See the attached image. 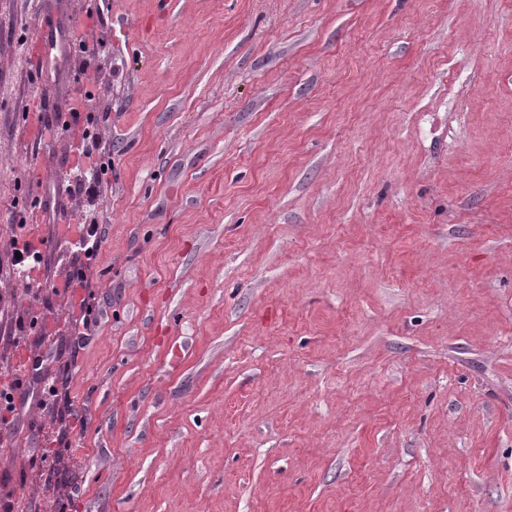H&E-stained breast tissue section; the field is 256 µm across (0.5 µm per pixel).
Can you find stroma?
<instances>
[{
    "label": "stroma",
    "instance_id": "stroma-1",
    "mask_svg": "<svg viewBox=\"0 0 512 512\" xmlns=\"http://www.w3.org/2000/svg\"><path fill=\"white\" fill-rule=\"evenodd\" d=\"M89 123L105 241L71 289ZM17 379L12 512H512V0H0ZM50 38V33L43 23L36 25L34 37L30 43L29 53L35 64V70L32 71V84L33 89L37 93V98L34 100L41 108L42 112H55L52 105L45 99L44 95L40 92V85L42 84L43 67L40 63L43 59V43ZM19 239L21 243L19 244ZM13 275L22 282L26 288L39 287L36 283L34 272L37 268V263L41 257V251L27 239H23V235H15L13 238ZM16 252H19L20 258L16 257Z\"/></svg>",
    "mask_w": 512,
    "mask_h": 512
}]
</instances>
